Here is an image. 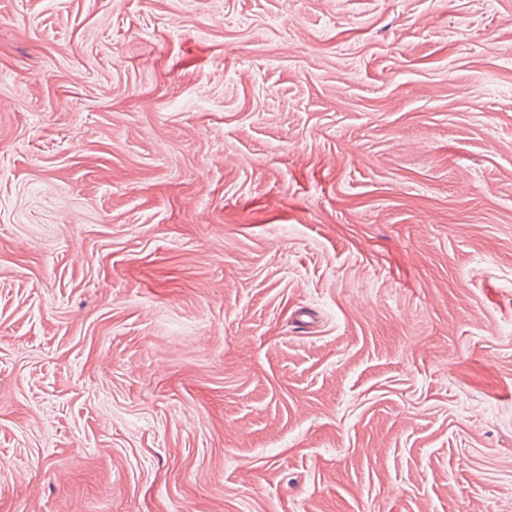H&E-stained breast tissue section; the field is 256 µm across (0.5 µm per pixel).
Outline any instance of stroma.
<instances>
[{
	"label": "stroma",
	"mask_w": 512,
	"mask_h": 512,
	"mask_svg": "<svg viewBox=\"0 0 512 512\" xmlns=\"http://www.w3.org/2000/svg\"><path fill=\"white\" fill-rule=\"evenodd\" d=\"M512 501V0H0V512Z\"/></svg>",
	"instance_id": "stroma-1"
}]
</instances>
